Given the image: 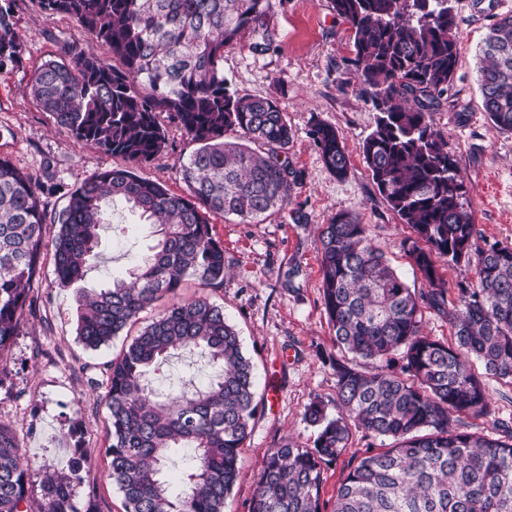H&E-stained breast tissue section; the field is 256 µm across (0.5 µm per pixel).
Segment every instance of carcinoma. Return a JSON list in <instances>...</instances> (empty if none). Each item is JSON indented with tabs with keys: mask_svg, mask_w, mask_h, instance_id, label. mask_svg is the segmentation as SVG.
I'll use <instances>...</instances> for the list:
<instances>
[{
	"mask_svg": "<svg viewBox=\"0 0 512 512\" xmlns=\"http://www.w3.org/2000/svg\"><path fill=\"white\" fill-rule=\"evenodd\" d=\"M49 16L75 20L108 47L114 64L75 45L33 74L31 96L78 143L128 167H106L50 213L44 187L0 156V355L21 331L29 290L45 247L62 284L81 281L96 256L100 230L121 203L156 226L150 253L128 275L85 292L77 336L89 350L108 345L140 314L176 295L193 277L224 281V247L209 214L252 221L290 203L297 171L286 157L293 131L269 98L238 95L224 79V47L239 32L260 35L252 51L272 45V0H38ZM350 25L359 93L379 116L362 146L379 194L414 236L404 250L421 271L417 294L374 246L366 225L338 213L321 225L325 310L339 350L378 364L374 372L336 364L330 418L320 400L304 418L317 427L313 447L287 442L266 454L249 512H323V466L346 450L351 427L394 445L366 452L338 489L333 512H512V430L493 437L460 430L463 417L494 415L484 374L512 385V247L478 244L464 207L466 185L430 112L448 100L458 62L449 0H331ZM479 85L491 122L512 132V14L501 16L480 47ZM23 38L14 0H0V72L17 66ZM197 145L181 165L187 193L143 179L133 166L166 148L164 122ZM338 178L349 156L335 127L309 132ZM474 266L475 283L447 289L434 255ZM446 311L454 341L422 331V304ZM175 351L206 358L210 375L192 388L162 391L148 380ZM106 403L112 483L124 512H226L241 474L240 448L258 412L255 376L224 308L199 296L161 308L121 355L107 364ZM173 456L184 460L181 489L165 479ZM69 473L40 481L44 512H76ZM31 464L12 426L0 421V512H30Z\"/></svg>",
	"mask_w": 512,
	"mask_h": 512,
	"instance_id": "1",
	"label": "carcinoma"
}]
</instances>
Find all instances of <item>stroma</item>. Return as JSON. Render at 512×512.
<instances>
[{"mask_svg":"<svg viewBox=\"0 0 512 512\" xmlns=\"http://www.w3.org/2000/svg\"><path fill=\"white\" fill-rule=\"evenodd\" d=\"M456 15L459 58L448 101L430 122L455 155L468 193L465 208L481 242L512 247V132L489 121L478 82V49L490 26L512 13V0H451ZM15 19L24 39L21 63L0 72V156L38 180L53 178L59 192L47 196L48 210L60 211L66 194L106 167H121L94 146L77 143L54 124L29 95L35 69L59 58L74 43L87 54L111 62L108 49L63 17H49L36 0H15ZM273 45L266 54L250 50L252 31H242L224 50V77L230 91L269 97L288 115L293 139L288 159L300 175L290 203L252 222L213 215L211 232L224 247L223 283L187 281L178 297L206 296L223 307L251 358L261 409L240 453L241 475L227 512H249L253 476L266 453L286 440L312 447L317 431L304 418L312 400L336 414V360L340 353L324 308L317 227L341 212L366 224L392 267L416 292L426 291L422 274L403 250L412 229L379 194L366 167L362 144L376 113L358 93L346 61L352 55L349 25L330 0H273L268 17ZM336 128L350 158L349 173L337 178L325 167L309 130L315 121ZM167 147L136 173L175 194L184 193L181 165L195 145L175 125L166 127ZM155 243L152 228L138 214L116 207L102 235L100 257L86 278L59 285L52 260H45L30 289L33 309L22 317L21 333L0 356V421L13 426L21 451L33 465L28 496L32 512H42L39 483L44 473H67L73 446L87 461L72 486L76 512H123L122 495L109 476L105 454L108 410L106 363L117 357L126 336L96 352L76 338L77 309L84 289L125 273L133 258ZM208 367L201 355L174 356L153 377L164 387L203 382ZM390 439L353 430L348 447L325 465L322 500L333 507L338 488L367 451L389 447Z\"/></svg>","mask_w":512,"mask_h":512,"instance_id":"obj_1","label":"stroma"}]
</instances>
